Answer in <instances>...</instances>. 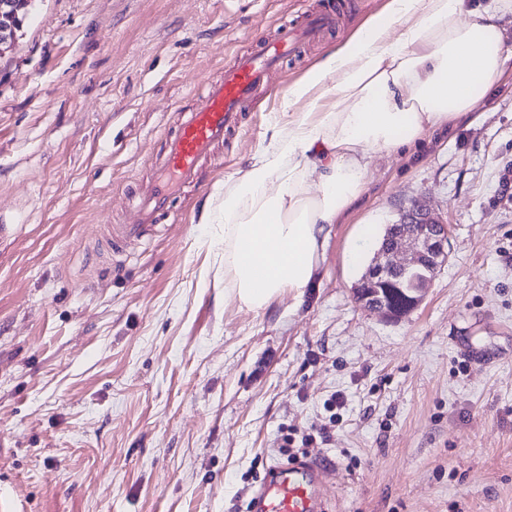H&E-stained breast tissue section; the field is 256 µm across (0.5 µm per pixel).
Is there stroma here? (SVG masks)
<instances>
[{
    "instance_id": "35a3bbf8",
    "label": "stroma",
    "mask_w": 512,
    "mask_h": 512,
    "mask_svg": "<svg viewBox=\"0 0 512 512\" xmlns=\"http://www.w3.org/2000/svg\"><path fill=\"white\" fill-rule=\"evenodd\" d=\"M388 0H32L0 55V498L8 512H249L281 430L332 424L327 512H512V59L474 115L377 153L317 275L224 301L202 221L284 93ZM340 31L281 65L200 184L142 241L134 212L205 83L308 11ZM448 262L391 320L353 288L413 202ZM341 406L330 407L332 396Z\"/></svg>"
}]
</instances>
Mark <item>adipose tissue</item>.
Listing matches in <instances>:
<instances>
[{"label":"adipose tissue","mask_w":512,"mask_h":512,"mask_svg":"<svg viewBox=\"0 0 512 512\" xmlns=\"http://www.w3.org/2000/svg\"><path fill=\"white\" fill-rule=\"evenodd\" d=\"M510 13L512 0H388L289 87L282 120L206 215L224 225L225 300L261 310L310 286L371 154L416 146L486 96L512 57Z\"/></svg>","instance_id":"adipose-tissue-1"}]
</instances>
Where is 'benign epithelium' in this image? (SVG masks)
I'll list each match as a JSON object with an SVG mask.
<instances>
[{
  "instance_id": "1",
  "label": "benign epithelium",
  "mask_w": 512,
  "mask_h": 512,
  "mask_svg": "<svg viewBox=\"0 0 512 512\" xmlns=\"http://www.w3.org/2000/svg\"><path fill=\"white\" fill-rule=\"evenodd\" d=\"M31 0H0V54L16 42ZM401 231L380 247L365 278L377 290L366 308L389 319L415 309L427 285L448 259V225L417 206L402 216Z\"/></svg>"
}]
</instances>
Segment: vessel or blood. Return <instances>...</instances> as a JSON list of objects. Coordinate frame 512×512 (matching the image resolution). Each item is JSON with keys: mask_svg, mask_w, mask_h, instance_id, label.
Listing matches in <instances>:
<instances>
[{"mask_svg": "<svg viewBox=\"0 0 512 512\" xmlns=\"http://www.w3.org/2000/svg\"><path fill=\"white\" fill-rule=\"evenodd\" d=\"M336 25L330 11L305 14L300 25H280L272 38L261 40L252 52L226 67L222 78L208 82L196 107L186 113L177 129L164 141L163 162L150 185L139 196L133 218L108 229L113 250L142 239L157 223L169 199L181 188L197 183L214 146L236 129L255 93L267 86L280 61L299 52ZM325 469L316 463L276 466L270 469L253 502V512H317Z\"/></svg>", "mask_w": 512, "mask_h": 512, "instance_id": "1", "label": "vessel or blood"}]
</instances>
